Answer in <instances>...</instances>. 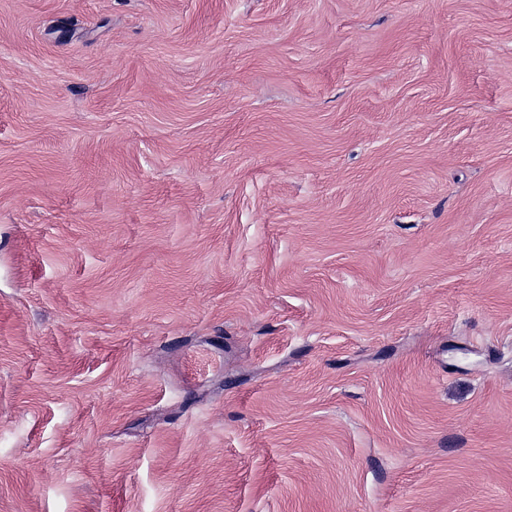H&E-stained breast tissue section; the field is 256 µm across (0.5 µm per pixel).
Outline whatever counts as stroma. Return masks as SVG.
<instances>
[{
    "label": "stroma",
    "instance_id": "obj_1",
    "mask_svg": "<svg viewBox=\"0 0 512 512\" xmlns=\"http://www.w3.org/2000/svg\"><path fill=\"white\" fill-rule=\"evenodd\" d=\"M0 512H512V0H0Z\"/></svg>",
    "mask_w": 512,
    "mask_h": 512
}]
</instances>
